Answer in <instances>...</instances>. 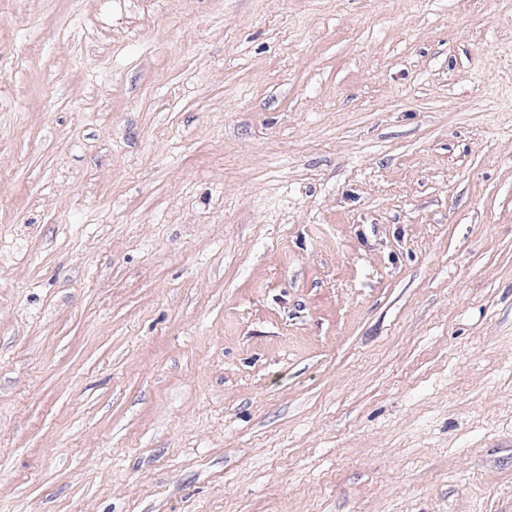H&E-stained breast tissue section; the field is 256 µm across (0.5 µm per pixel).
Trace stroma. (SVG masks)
Masks as SVG:
<instances>
[{
  "label": "stroma",
  "mask_w": 512,
  "mask_h": 512,
  "mask_svg": "<svg viewBox=\"0 0 512 512\" xmlns=\"http://www.w3.org/2000/svg\"><path fill=\"white\" fill-rule=\"evenodd\" d=\"M0 512H512V0H0Z\"/></svg>",
  "instance_id": "35a3bbf8"
}]
</instances>
